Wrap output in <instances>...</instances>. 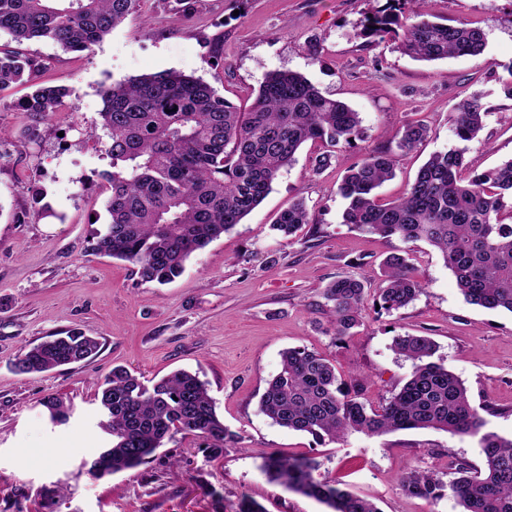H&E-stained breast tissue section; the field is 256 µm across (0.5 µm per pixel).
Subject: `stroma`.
Returning <instances> with one entry per match:
<instances>
[{
    "mask_svg": "<svg viewBox=\"0 0 512 512\" xmlns=\"http://www.w3.org/2000/svg\"><path fill=\"white\" fill-rule=\"evenodd\" d=\"M384 3L195 0L183 15L175 0H141L139 12L83 53L49 40L18 46L0 32V49L37 59L38 81L79 92L74 108L35 122L12 107L27 87L0 90V512H236L244 496L265 512H327L269 480L261 465L273 453L315 458L316 479L341 483L379 512H460L450 497L432 503L406 495L399 479L412 469L445 473L456 461L482 468L477 438L411 429L321 445L259 409L286 348L323 353L345 380L363 381L376 404L412 371L393 351L394 336L423 335L437 345L433 362L466 386L486 430L512 438V313L467 302L427 243L350 229L338 193L347 168L369 149L422 122L427 138L400 156L395 177L378 190L384 203L404 196L430 156L457 146L451 114L472 95L488 112L466 153L465 176L512 158V99L500 92L512 81V0H428L432 15L476 23L486 38L480 56L434 62L361 37L365 17ZM213 56L219 68L210 66ZM166 70L212 83L241 107L266 74L297 72L351 106L361 123L336 149L305 144L241 224L195 252L174 282L158 285L141 282L131 263L86 253L87 239L108 222L100 174L109 161L80 132L99 122L103 86ZM326 154L329 165L319 166ZM298 200L308 224L277 235L275 217ZM399 251L423 291L388 313L376 308L381 262ZM340 276L361 278L366 288L362 323L341 339L323 295ZM72 328L99 339L96 356L37 374L16 371L25 347ZM116 366L148 380L180 368L198 372L240 444L215 455L203 439L177 433L139 468L95 478L89 468L108 443L97 392ZM48 394L71 403L67 424L50 422L40 403Z\"/></svg>",
    "mask_w": 512,
    "mask_h": 512,
    "instance_id": "1",
    "label": "stroma"
}]
</instances>
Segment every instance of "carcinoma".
<instances>
[{
	"mask_svg": "<svg viewBox=\"0 0 512 512\" xmlns=\"http://www.w3.org/2000/svg\"><path fill=\"white\" fill-rule=\"evenodd\" d=\"M426 0H386L365 19L363 36L390 39L404 55L421 61L484 52L483 30L468 22H437L424 10ZM140 0H0V31L14 41L49 39L67 52L82 53L100 43ZM38 61L0 51V90L26 84L30 93L18 103L37 122L78 98L72 86L37 83ZM100 123L85 141L110 159L102 173L109 185L105 202L109 223L86 247L90 255L130 262L142 282L164 285L179 277L185 262L233 229L272 190L281 171L293 164L308 141L335 147L349 141L360 126L359 113L329 98L305 76L292 71L266 75L251 106L243 111L210 83L177 71L145 74L105 86ZM488 108L482 97L460 101L452 121L463 142L475 140ZM422 124H407L394 135L396 149L412 150L427 136ZM466 148L433 155L418 171L404 197L387 204L375 190L395 175L393 149L371 150L347 171L339 192L349 205L343 223L361 231L423 241L436 248L456 278L465 299L486 309L512 313V158L465 180ZM309 223L303 202L282 212L272 229L293 235ZM386 287L380 309L391 312L422 292L407 272L406 257L392 253L382 263ZM365 297L363 282L342 276L330 283L338 338L359 325ZM396 353L413 364L402 387L376 407L362 400L363 385L349 387L320 352L288 348L281 369L268 383L259 407L280 427L335 443L352 432L382 435L432 428L479 437L484 468L464 462L454 477L411 470L400 479L411 496L437 502L452 496L461 512H512V439L484 432V421L471 404L463 382L429 361L435 350L428 336L393 340ZM99 341L69 330L25 348L15 362L23 374L79 364L94 357ZM51 422L65 425L72 406L61 397L41 400ZM100 426L111 437L90 472L101 478L135 469L174 432L202 437L214 454L239 444L224 426L199 375L176 370L145 384L123 367L106 376L100 397ZM318 462L310 457L271 454L263 462L268 477L288 490L313 498L330 512H379L369 500L317 480Z\"/></svg>",
	"mask_w": 512,
	"mask_h": 512,
	"instance_id": "1",
	"label": "carcinoma"
}]
</instances>
